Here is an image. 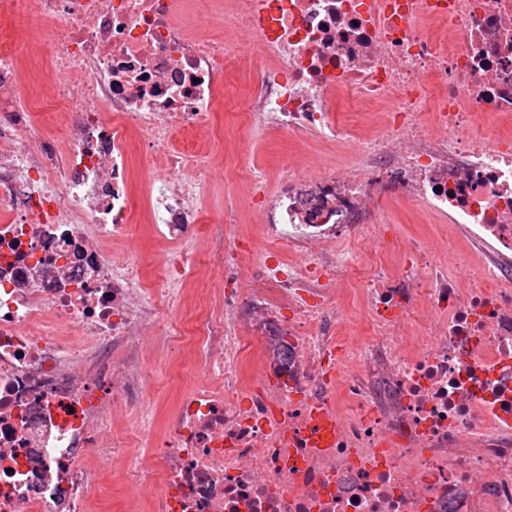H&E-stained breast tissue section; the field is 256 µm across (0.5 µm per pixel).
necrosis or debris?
Returning a JSON list of instances; mask_svg holds the SVG:
<instances>
[{
	"mask_svg": "<svg viewBox=\"0 0 512 512\" xmlns=\"http://www.w3.org/2000/svg\"><path fill=\"white\" fill-rule=\"evenodd\" d=\"M0 18L50 49L40 91L0 43V512H100L118 488L122 512H512V0H0ZM215 112L355 159L285 162L275 191L244 159L202 234ZM402 204L448 243L407 239L391 268L372 248ZM353 250L374 333L352 365ZM320 411L327 448L301 438Z\"/></svg>",
	"mask_w": 512,
	"mask_h": 512,
	"instance_id": "obj_1",
	"label": "necrosis or debris"
}]
</instances>
